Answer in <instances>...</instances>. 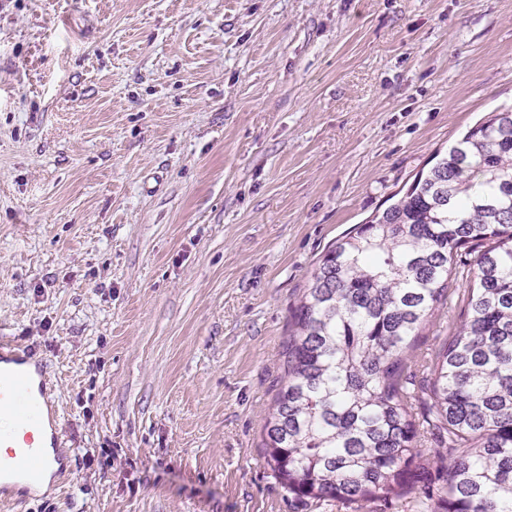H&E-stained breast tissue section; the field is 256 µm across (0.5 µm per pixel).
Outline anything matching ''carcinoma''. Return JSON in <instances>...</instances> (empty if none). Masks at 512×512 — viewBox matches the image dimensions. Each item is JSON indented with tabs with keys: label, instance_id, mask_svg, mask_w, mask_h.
I'll return each instance as SVG.
<instances>
[{
	"label": "carcinoma",
	"instance_id": "cac0c4a2",
	"mask_svg": "<svg viewBox=\"0 0 512 512\" xmlns=\"http://www.w3.org/2000/svg\"><path fill=\"white\" fill-rule=\"evenodd\" d=\"M479 248L466 318L411 387L408 354ZM265 449L288 493L329 509L379 499L512 512V110L453 144L381 213L332 243L292 310ZM448 473L434 496L429 466Z\"/></svg>",
	"mask_w": 512,
	"mask_h": 512
}]
</instances>
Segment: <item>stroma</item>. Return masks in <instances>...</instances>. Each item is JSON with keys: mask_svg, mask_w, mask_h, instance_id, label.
<instances>
[{"mask_svg": "<svg viewBox=\"0 0 512 512\" xmlns=\"http://www.w3.org/2000/svg\"><path fill=\"white\" fill-rule=\"evenodd\" d=\"M510 106L512 0H0V336L72 439L0 512H323L263 444L291 310Z\"/></svg>", "mask_w": 512, "mask_h": 512, "instance_id": "35a3bbf8", "label": "stroma"}]
</instances>
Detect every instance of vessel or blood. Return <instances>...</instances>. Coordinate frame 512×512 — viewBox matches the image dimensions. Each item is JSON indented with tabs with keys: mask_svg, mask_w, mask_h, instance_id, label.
Masks as SVG:
<instances>
[{
	"mask_svg": "<svg viewBox=\"0 0 512 512\" xmlns=\"http://www.w3.org/2000/svg\"><path fill=\"white\" fill-rule=\"evenodd\" d=\"M50 374L19 342L0 337V497L21 478L39 475L50 461L66 457L60 419L49 410ZM50 435L53 457L41 446Z\"/></svg>",
	"mask_w": 512,
	"mask_h": 512,
	"instance_id": "vessel-or-blood-1",
	"label": "vessel or blood"
}]
</instances>
